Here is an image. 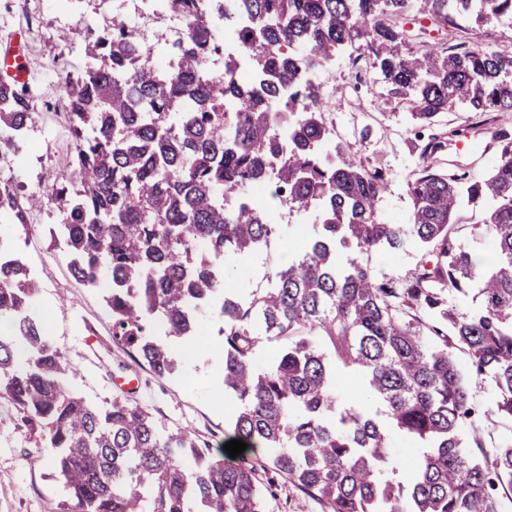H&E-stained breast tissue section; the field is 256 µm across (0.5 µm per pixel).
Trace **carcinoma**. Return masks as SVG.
<instances>
[{
	"instance_id": "obj_1",
	"label": "carcinoma",
	"mask_w": 512,
	"mask_h": 512,
	"mask_svg": "<svg viewBox=\"0 0 512 512\" xmlns=\"http://www.w3.org/2000/svg\"><path fill=\"white\" fill-rule=\"evenodd\" d=\"M411 1L452 29L512 32V0H229L225 22L250 24L213 79L219 34L197 0H168L186 20L171 69L141 60L139 33L119 22L83 26L89 61L64 76L68 160L38 191L1 178L0 221L25 228L53 205L50 234L74 278L109 280L113 344L158 377L175 374L179 357L151 337L153 322L191 341L219 311L231 438L248 448L228 463L186 433L159 431L128 396L100 407L72 392L70 365L34 309L37 281L0 241V399L43 434L66 491L57 512H268L277 485L260 476L270 471L328 512H502L496 490L512 486V442L480 459L462 422L478 379L494 386L496 415L512 420V132L496 120L512 112V50L476 36L417 46L394 22ZM347 45L382 77L379 107L404 106L426 129L460 106L468 128L499 145L496 162L480 178L458 175L426 162L443 138L416 133L424 162L407 182V221L385 222L384 169L348 141L320 151L328 101L311 75ZM241 56L254 79L238 76ZM37 118L30 92L1 79L0 168H15ZM270 181L288 211H312L311 223L277 224L248 200ZM466 205L481 215L470 244L450 236ZM485 238L489 262L475 247ZM273 239L293 245L266 287H226V261ZM408 249L432 260L404 281L370 262ZM450 290L476 291L479 309L455 315ZM263 341L272 354L260 366ZM345 373L371 405L341 399ZM394 434L413 445L405 470L390 452Z\"/></svg>"
}]
</instances>
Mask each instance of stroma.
I'll return each mask as SVG.
<instances>
[{"label": "stroma", "mask_w": 512, "mask_h": 512, "mask_svg": "<svg viewBox=\"0 0 512 512\" xmlns=\"http://www.w3.org/2000/svg\"><path fill=\"white\" fill-rule=\"evenodd\" d=\"M97 28L128 20L126 5L119 0H82L79 10L62 7L60 0H0V48L20 40L31 61L27 75L34 106L40 117L31 132V147L14 175L27 189L48 184L67 160L71 130L62 110V59L82 62L83 42H62V33L74 30L80 19ZM329 101L327 123L335 124L337 138L353 143L367 165L383 164L387 189L382 215L392 219L406 215L410 200L406 182L419 163L411 143L415 134L401 107L378 110L384 93L376 78L355 83L345 66H337L323 84ZM471 150L460 154L447 144L440 155L444 166L485 173L497 158L488 135L472 136ZM55 216L49 208L33 212L27 229L0 224V240L15 245L24 255L40 285L36 309L55 346L70 362V386L88 401L111 402L119 396L118 380L135 378L134 395L154 417L159 430L182 431L207 443L213 453L228 441V416L224 412L222 371L211 350L219 342L223 325L219 313L204 319L195 343L197 353L184 358L181 375L160 379L140 367L112 343V317L102 300V289L87 288L73 277L62 245L53 244L48 226ZM280 246L256 252L245 263L229 261L235 288L260 287L271 257L283 255ZM475 422L485 448L503 437L512 438V423L494 413L495 390L476 382L470 389ZM64 498V487L39 446V436L22 422L16 408L0 400V512H55Z\"/></svg>", "instance_id": "stroma-1"}]
</instances>
